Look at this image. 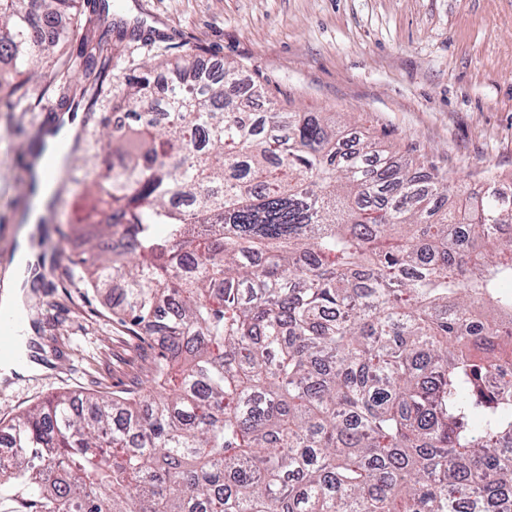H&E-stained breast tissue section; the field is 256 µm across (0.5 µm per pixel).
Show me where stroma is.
<instances>
[{
    "instance_id": "35a3bbf8",
    "label": "stroma",
    "mask_w": 512,
    "mask_h": 512,
    "mask_svg": "<svg viewBox=\"0 0 512 512\" xmlns=\"http://www.w3.org/2000/svg\"><path fill=\"white\" fill-rule=\"evenodd\" d=\"M112 19L154 22L170 36L150 47L115 43L112 93L96 116H79L75 180L36 226L38 246L60 258L41 268L46 290L24 299L43 323L50 359L41 375L0 383L2 422L56 392L147 382L152 347L130 340L113 318L111 289L94 290L71 273L92 232L78 214L92 208L93 181L112 164L99 119L120 110L121 92L145 60L160 70L185 58L234 64L242 79L266 89L250 111L271 100L288 112H323L457 185L492 177L512 195V0H114ZM30 94L36 108L0 109V267L21 230L32 139L57 102L40 82Z\"/></svg>"
}]
</instances>
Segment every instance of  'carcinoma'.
<instances>
[{
	"mask_svg": "<svg viewBox=\"0 0 512 512\" xmlns=\"http://www.w3.org/2000/svg\"><path fill=\"white\" fill-rule=\"evenodd\" d=\"M80 0H0L9 110L62 43L109 90ZM152 71L125 106L149 112ZM235 67L172 81L109 140L105 219L75 261L157 348L158 393H55L0 424V512H512V195L345 149L322 112L244 111Z\"/></svg>",
	"mask_w": 512,
	"mask_h": 512,
	"instance_id": "carcinoma-1",
	"label": "carcinoma"
}]
</instances>
